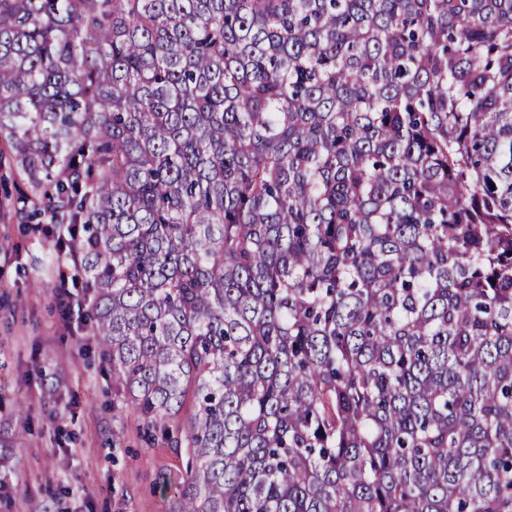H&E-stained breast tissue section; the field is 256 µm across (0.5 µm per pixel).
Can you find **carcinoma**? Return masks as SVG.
Returning <instances> with one entry per match:
<instances>
[{
	"instance_id": "cac0c4a2",
	"label": "carcinoma",
	"mask_w": 512,
	"mask_h": 512,
	"mask_svg": "<svg viewBox=\"0 0 512 512\" xmlns=\"http://www.w3.org/2000/svg\"><path fill=\"white\" fill-rule=\"evenodd\" d=\"M0 140L167 512H512V0H0Z\"/></svg>"
}]
</instances>
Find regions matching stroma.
<instances>
[{
  "label": "stroma",
  "instance_id": "obj_1",
  "mask_svg": "<svg viewBox=\"0 0 512 512\" xmlns=\"http://www.w3.org/2000/svg\"><path fill=\"white\" fill-rule=\"evenodd\" d=\"M17 187L1 159L0 430L15 427L16 400L31 426L11 450L13 496L0 512H166L160 478L182 459L143 441L93 338L64 328L45 237L10 211Z\"/></svg>",
  "mask_w": 512,
  "mask_h": 512
}]
</instances>
